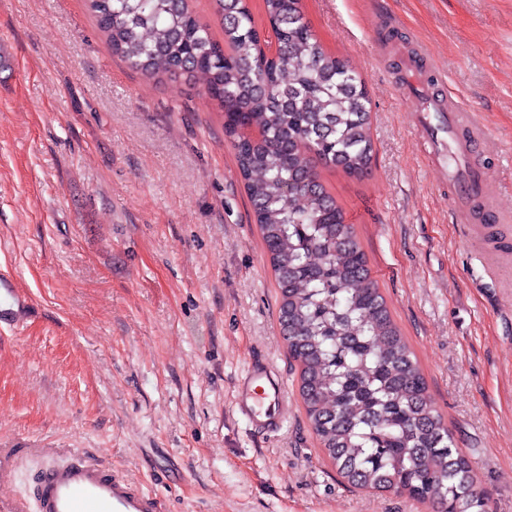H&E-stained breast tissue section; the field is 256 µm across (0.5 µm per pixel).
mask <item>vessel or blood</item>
<instances>
[{"mask_svg":"<svg viewBox=\"0 0 512 512\" xmlns=\"http://www.w3.org/2000/svg\"><path fill=\"white\" fill-rule=\"evenodd\" d=\"M400 93L417 104L416 127L438 159H445V135H462L465 143L478 141L482 130L473 118L444 95L441 78L426 83L406 77ZM456 200L481 204L491 221L500 212L487 192L488 175L460 159L456 170L447 172ZM34 311L30 299L12 278L0 277V327L16 328ZM237 413L255 431L268 434L279 430L281 421L265 409L266 402L282 405L286 383L281 373L261 358L252 359L235 384ZM41 512H167L164 499L143 491L99 462L83 456L59 464L48 462L40 476Z\"/></svg>","mask_w":512,"mask_h":512,"instance_id":"1","label":"vessel or blood"}]
</instances>
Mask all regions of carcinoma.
I'll list each match as a JSON object with an SVG mask.
<instances>
[{
	"instance_id": "cac0c4a2",
	"label": "carcinoma",
	"mask_w": 512,
	"mask_h": 512,
	"mask_svg": "<svg viewBox=\"0 0 512 512\" xmlns=\"http://www.w3.org/2000/svg\"><path fill=\"white\" fill-rule=\"evenodd\" d=\"M87 2L112 54L144 77L206 76L278 281L306 414L342 477L441 512H486L469 457L432 407L365 254L315 171L320 162L367 173L370 99L361 77L323 48L302 0H264L275 60L261 52L247 0H213L222 44L189 0Z\"/></svg>"
}]
</instances>
